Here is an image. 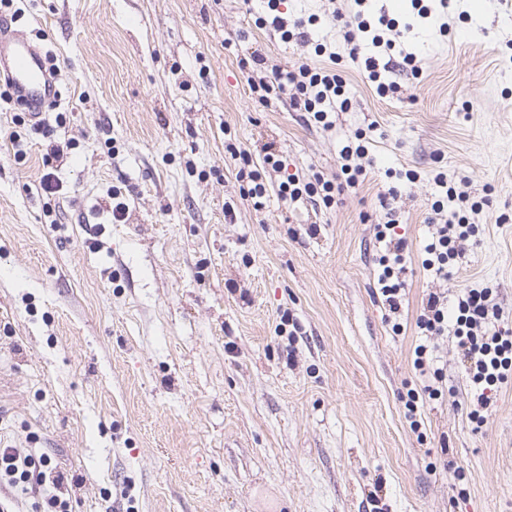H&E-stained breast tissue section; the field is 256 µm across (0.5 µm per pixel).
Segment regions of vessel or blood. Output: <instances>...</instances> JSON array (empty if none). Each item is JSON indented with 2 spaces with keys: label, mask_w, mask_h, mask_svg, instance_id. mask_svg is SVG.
<instances>
[{
  "label": "vessel or blood",
  "mask_w": 512,
  "mask_h": 512,
  "mask_svg": "<svg viewBox=\"0 0 512 512\" xmlns=\"http://www.w3.org/2000/svg\"><path fill=\"white\" fill-rule=\"evenodd\" d=\"M0 71L16 97L34 113H42L57 95L41 50L24 33L4 25H0Z\"/></svg>",
  "instance_id": "b4317fda"
}]
</instances>
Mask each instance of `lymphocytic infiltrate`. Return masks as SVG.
<instances>
[{
	"label": "lymphocytic infiltrate",
	"instance_id": "lymphocytic-infiltrate-1",
	"mask_svg": "<svg viewBox=\"0 0 512 512\" xmlns=\"http://www.w3.org/2000/svg\"><path fill=\"white\" fill-rule=\"evenodd\" d=\"M356 11L352 20H344L342 12H334V20L345 23L344 40L351 59H362L368 77L376 84L379 96L396 93L395 83L381 79L378 60L375 56H362L364 42L373 47L390 51L393 39L387 31L394 24L386 18L370 23L364 17V0H354ZM320 61L316 64L302 63L290 70L273 71L270 79L251 82L250 89L258 101H267L269 95L288 97L292 107L310 114L314 122L323 128H331V114L346 109L350 100L346 95V81L336 67L338 55L327 44L315 46ZM437 187L444 189V196L433 202L432 215L428 222L433 231L424 247L422 267L434 272L439 278H448L452 261L461 254L463 245L474 237L477 226L475 215L489 205V198L471 200L468 191L460 190L449 183L444 173L434 177ZM281 199L296 202L302 198L320 201L324 208H331L336 201V184L321 175L305 178L296 174L285 175L279 184ZM379 203L385 220L377 226V237L383 249L377 263L379 292L391 313H398L404 283L399 274L405 268L407 257L402 239L390 237L389 231L398 222L397 210L387 197ZM495 288H464L455 300L443 294L429 293L422 312L416 320L417 328L427 336L452 335L456 347L466 363V379L473 393L472 408L468 417L475 427H482L491 405L490 394L503 384L512 381V330L502 327L503 311L495 301ZM47 459L23 456L13 448H0V480L11 484H42Z\"/></svg>",
	"mask_w": 512,
	"mask_h": 512
}]
</instances>
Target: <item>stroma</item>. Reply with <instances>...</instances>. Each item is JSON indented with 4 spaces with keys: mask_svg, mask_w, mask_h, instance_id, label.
Listing matches in <instances>:
<instances>
[{
    "mask_svg": "<svg viewBox=\"0 0 512 512\" xmlns=\"http://www.w3.org/2000/svg\"><path fill=\"white\" fill-rule=\"evenodd\" d=\"M423 4L426 19L411 0L369 4L412 25L422 70L380 56L399 87L383 98L332 18L351 0H284L285 19L316 16L343 57L350 106L328 130L252 95L250 80L316 59L256 26L261 0L0 9L54 58L60 93L46 137L0 102V448L63 475L36 496L0 484L12 512L53 495L71 512H512V384L474 430L452 337L416 327L429 292L489 285L512 328V0ZM359 132L372 164L357 190L330 209L280 199L265 146L329 178ZM50 140L64 155L48 162ZM245 164L267 188L259 212ZM407 170L418 180L393 182ZM440 171L491 196L446 280L421 266ZM393 185L411 255L399 335L377 289L378 196ZM422 343L448 394L415 432L404 397L423 384Z\"/></svg>",
    "mask_w": 512,
    "mask_h": 512,
    "instance_id": "1",
    "label": "stroma"
}]
</instances>
